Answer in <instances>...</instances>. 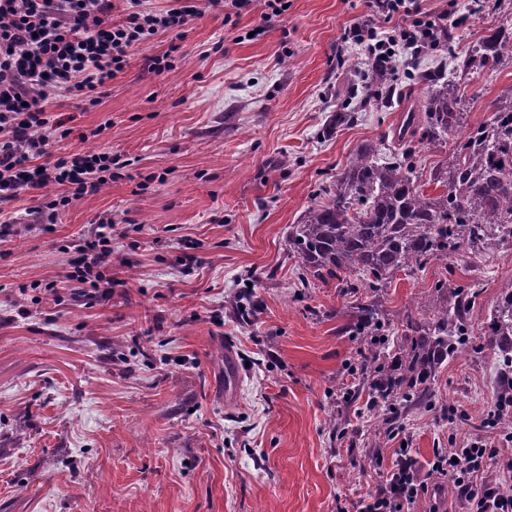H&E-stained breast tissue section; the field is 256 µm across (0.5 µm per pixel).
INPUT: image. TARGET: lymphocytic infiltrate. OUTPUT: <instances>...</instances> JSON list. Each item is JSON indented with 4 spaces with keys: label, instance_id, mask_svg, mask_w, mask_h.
<instances>
[{
    "label": "lymphocytic infiltrate",
    "instance_id": "f902f5d3",
    "mask_svg": "<svg viewBox=\"0 0 512 512\" xmlns=\"http://www.w3.org/2000/svg\"><path fill=\"white\" fill-rule=\"evenodd\" d=\"M390 30L372 25L352 31V43L389 68L412 60L434 33L432 21L406 24L407 0H367ZM124 16L113 21L112 12ZM196 0L163 13L147 0H0V207L31 193L30 211L51 231L72 203L98 193L118 177L111 153L82 151L54 155L51 147L71 130L57 114L62 99L96 103L131 51L160 33L182 29L200 13ZM75 298L94 300L112 293V222L102 220L84 239L65 275ZM401 448L379 490L359 500L356 512H410L429 493ZM432 472L450 478L460 512H512V455L474 440L435 457Z\"/></svg>",
    "mask_w": 512,
    "mask_h": 512
}]
</instances>
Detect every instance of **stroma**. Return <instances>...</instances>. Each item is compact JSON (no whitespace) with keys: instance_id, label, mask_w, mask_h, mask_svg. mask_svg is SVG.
<instances>
[{"instance_id":"obj_1","label":"stroma","mask_w":512,"mask_h":512,"mask_svg":"<svg viewBox=\"0 0 512 512\" xmlns=\"http://www.w3.org/2000/svg\"><path fill=\"white\" fill-rule=\"evenodd\" d=\"M413 2L421 18L449 12L459 52L493 21L472 0ZM368 19L365 0H288L278 16L263 0H226L181 38L136 48L97 104L64 101L72 133L54 154L105 149L122 176L50 232L29 216V194L0 212V512H337L375 493L403 444L441 508L458 512L448 478L429 469L435 452L507 434L487 416L504 354L483 333L512 290V240L375 294L314 277L289 251L292 225L355 146L388 155L407 98L422 94L405 77L387 107L351 97L364 80L343 62L356 54L344 34ZM168 52L173 68L155 69ZM462 83L467 122L487 119L512 89V54ZM339 112L349 121L326 131ZM103 218L110 299L20 296L62 280ZM464 286L477 291L464 352L439 368L427 404H402L394 433L375 434L358 305L385 319L391 366L408 320L433 318ZM238 295L249 322L231 307Z\"/></svg>"}]
</instances>
